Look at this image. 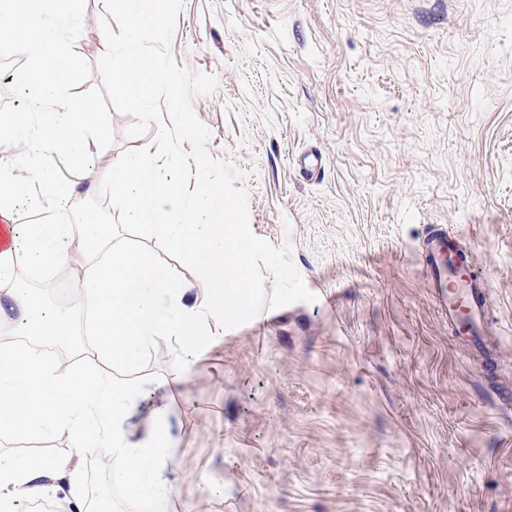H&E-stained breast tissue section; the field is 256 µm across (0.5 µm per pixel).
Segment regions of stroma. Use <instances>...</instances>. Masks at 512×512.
<instances>
[{
  "label": "stroma",
  "mask_w": 512,
  "mask_h": 512,
  "mask_svg": "<svg viewBox=\"0 0 512 512\" xmlns=\"http://www.w3.org/2000/svg\"><path fill=\"white\" fill-rule=\"evenodd\" d=\"M103 0H78L69 97L92 101L110 142L56 161L118 244L152 254L177 299L197 267L126 224L103 175L129 147L96 69ZM178 66L214 75L193 109L208 150L249 195L252 232L290 244L312 302L262 310L198 344L160 341L131 368L125 429L166 412L172 490L152 512H512V0H184ZM0 98L32 106L6 77ZM474 247L488 274L493 376L448 332L418 253L430 225ZM70 451L67 437L0 432V453Z\"/></svg>",
  "instance_id": "stroma-1"
}]
</instances>
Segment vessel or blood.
<instances>
[{
    "label": "vessel or blood",
    "instance_id": "obj_1",
    "mask_svg": "<svg viewBox=\"0 0 512 512\" xmlns=\"http://www.w3.org/2000/svg\"><path fill=\"white\" fill-rule=\"evenodd\" d=\"M420 263L455 343L477 357L481 368H489L498 360L500 348L484 333L490 288L474 253L461 249L446 230L433 228L425 236Z\"/></svg>",
    "mask_w": 512,
    "mask_h": 512
}]
</instances>
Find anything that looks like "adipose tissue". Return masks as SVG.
<instances>
[{"label":"adipose tissue","instance_id":"ef3b65f1","mask_svg":"<svg viewBox=\"0 0 512 512\" xmlns=\"http://www.w3.org/2000/svg\"><path fill=\"white\" fill-rule=\"evenodd\" d=\"M0 17L9 22L16 52L27 61L24 86L33 105L55 103L64 87L77 82L79 71L69 50L77 27L75 0H0ZM0 129L23 141L22 158H0V223L10 236L0 251V294L15 296V262L60 269L75 253L97 249L104 239L99 221L87 215L81 234H73L67 212L77 183L59 177L57 158L76 166L90 160V141L104 142L108 130L97 120L94 104L70 99L65 111L37 120L26 111L0 114ZM30 168L53 199L40 221L22 224V208H39L28 183L14 180L15 164ZM104 180L125 211L126 221L149 230L166 245L186 255L206 283L196 305L161 304L170 278L153 255L127 248L107 252L90 265L81 281L83 309L95 321L94 345L81 367L63 366L43 357L44 345L69 341L67 314L37 306L25 297L21 306L0 303V318L16 311L13 325L27 345L0 348V430L22 436L64 435L72 452L63 457L35 454L0 455V512H22L24 503L52 498L59 512H89V504L73 481L86 449L111 451L114 486L130 500H166L170 488L160 469L172 454L162 426L138 442L123 427L129 390L96 372L97 362L113 367L135 365L144 349L160 340H196L200 325L213 314L223 322L254 314L251 278L256 245L244 225L220 224L223 198L213 193L185 203L176 186L162 180L145 154L126 155L113 163Z\"/></svg>","mask_w":512,"mask_h":512}]
</instances>
